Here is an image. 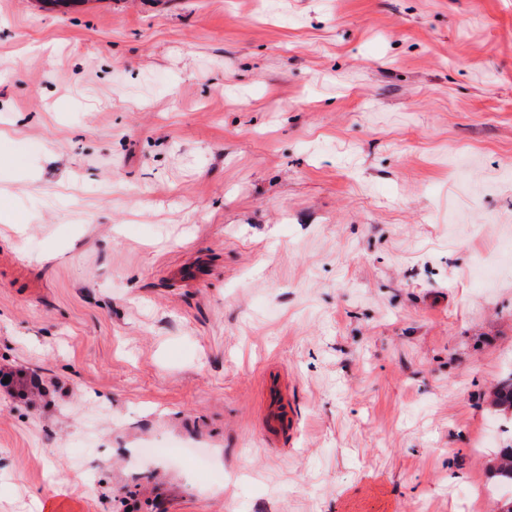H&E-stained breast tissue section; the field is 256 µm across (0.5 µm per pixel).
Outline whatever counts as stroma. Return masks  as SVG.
<instances>
[{"label": "stroma", "mask_w": 512, "mask_h": 512, "mask_svg": "<svg viewBox=\"0 0 512 512\" xmlns=\"http://www.w3.org/2000/svg\"><path fill=\"white\" fill-rule=\"evenodd\" d=\"M0 370V512H493L512 0H0ZM265 410L262 429L267 442L277 444L286 437H293L298 428L295 407L288 400L286 387L276 371L265 376Z\"/></svg>", "instance_id": "stroma-1"}]
</instances>
